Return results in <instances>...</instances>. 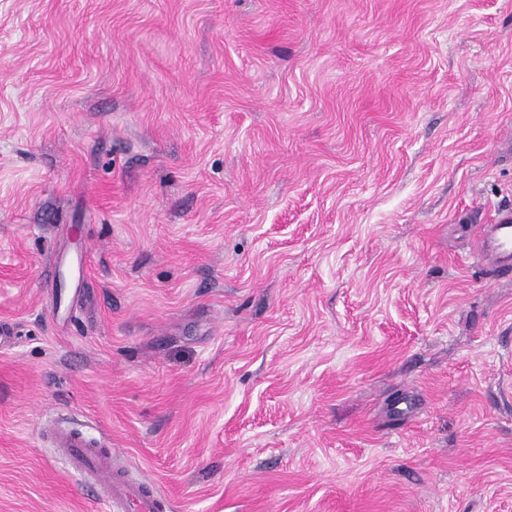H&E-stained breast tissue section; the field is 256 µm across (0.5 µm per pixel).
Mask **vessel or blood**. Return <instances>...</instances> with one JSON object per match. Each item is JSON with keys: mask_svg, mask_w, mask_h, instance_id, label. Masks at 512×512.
<instances>
[{"mask_svg": "<svg viewBox=\"0 0 512 512\" xmlns=\"http://www.w3.org/2000/svg\"><path fill=\"white\" fill-rule=\"evenodd\" d=\"M481 256L498 266L512 269V212H498L479 242ZM73 472L96 482L102 491L106 512H164L165 502L150 487L127 476L112 464L109 450L75 428L58 426L53 432Z\"/></svg>", "mask_w": 512, "mask_h": 512, "instance_id": "1", "label": "vessel or blood"}]
</instances>
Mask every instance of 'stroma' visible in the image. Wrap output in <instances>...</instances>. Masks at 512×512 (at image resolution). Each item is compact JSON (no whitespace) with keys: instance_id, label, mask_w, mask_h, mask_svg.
Listing matches in <instances>:
<instances>
[{"instance_id":"1","label":"stroma","mask_w":512,"mask_h":512,"mask_svg":"<svg viewBox=\"0 0 512 512\" xmlns=\"http://www.w3.org/2000/svg\"><path fill=\"white\" fill-rule=\"evenodd\" d=\"M512 0H0V512H512ZM481 256L497 266L512 269V212L500 211L494 224H488L479 242ZM53 442L73 472L96 482L107 512H164L165 502L150 487L112 464V453L75 428L56 426Z\"/></svg>"}]
</instances>
